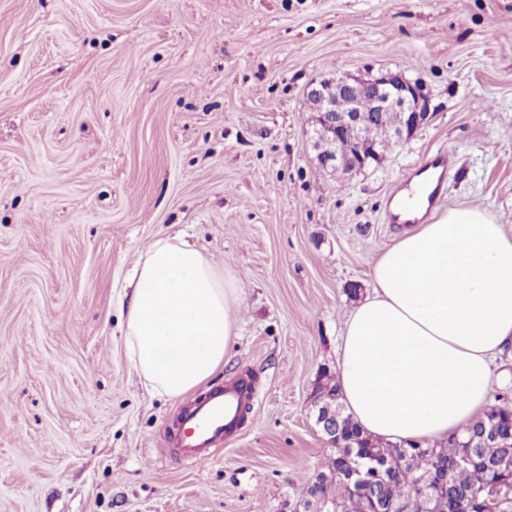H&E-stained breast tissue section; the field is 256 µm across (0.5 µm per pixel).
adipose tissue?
<instances>
[{"label":"adipose tissue","mask_w":512,"mask_h":512,"mask_svg":"<svg viewBox=\"0 0 512 512\" xmlns=\"http://www.w3.org/2000/svg\"><path fill=\"white\" fill-rule=\"evenodd\" d=\"M124 336L151 390L172 399L223 366L239 331V279L194 243L152 240L133 274ZM512 346V236L478 206L401 231L345 322L336 367L345 412L372 437L434 444L489 406L495 361Z\"/></svg>","instance_id":"ef3b65f1"}]
</instances>
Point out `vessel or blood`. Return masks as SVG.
Here are the masks:
<instances>
[{
  "instance_id": "1",
  "label": "vessel or blood",
  "mask_w": 512,
  "mask_h": 512,
  "mask_svg": "<svg viewBox=\"0 0 512 512\" xmlns=\"http://www.w3.org/2000/svg\"><path fill=\"white\" fill-rule=\"evenodd\" d=\"M452 165L451 155L444 151L435 152L427 160L423 168L425 177L414 189L417 199L425 204L427 211L439 207L445 179ZM256 397L252 384L234 382L212 387L184 407L173 439L184 463L202 468L219 457L239 429L241 411Z\"/></svg>"
}]
</instances>
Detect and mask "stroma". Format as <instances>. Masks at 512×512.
<instances>
[{
	"mask_svg": "<svg viewBox=\"0 0 512 512\" xmlns=\"http://www.w3.org/2000/svg\"><path fill=\"white\" fill-rule=\"evenodd\" d=\"M401 71L431 115L380 166L323 169L308 86ZM448 150L442 208L512 234V0H0V512H281L331 449L310 407L395 231ZM240 273L212 384L258 398L212 465L176 457L121 310L149 241Z\"/></svg>",
	"mask_w": 512,
	"mask_h": 512,
	"instance_id": "obj_1",
	"label": "stroma"
}]
</instances>
